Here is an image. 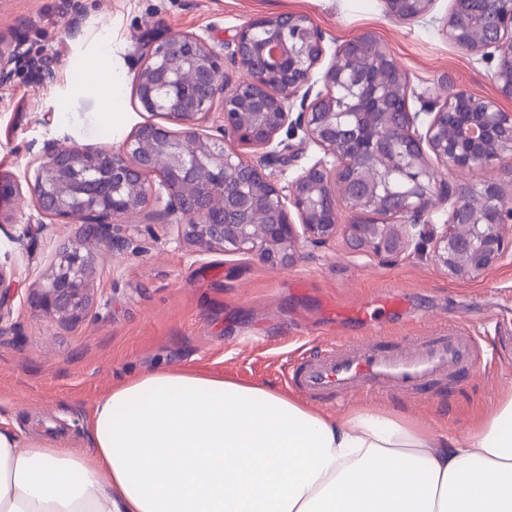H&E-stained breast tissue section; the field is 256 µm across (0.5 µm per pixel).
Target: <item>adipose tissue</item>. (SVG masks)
Here are the masks:
<instances>
[{"instance_id":"ef3b65f1","label":"adipose tissue","mask_w":512,"mask_h":512,"mask_svg":"<svg viewBox=\"0 0 512 512\" xmlns=\"http://www.w3.org/2000/svg\"><path fill=\"white\" fill-rule=\"evenodd\" d=\"M85 429L79 447L0 428V512H512V396L457 437L157 367L112 386Z\"/></svg>"}]
</instances>
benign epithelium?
<instances>
[{
    "label": "benign epithelium",
    "instance_id": "benign-epithelium-1",
    "mask_svg": "<svg viewBox=\"0 0 512 512\" xmlns=\"http://www.w3.org/2000/svg\"><path fill=\"white\" fill-rule=\"evenodd\" d=\"M435 0H385L386 13L414 22ZM512 0H451L445 35L455 47L494 62L498 97L476 98L461 89L432 107L425 128L409 107L414 93L409 74L369 35L372 55L360 71L373 69L383 82L371 87L376 107L396 106L393 138L355 101L358 74L348 66L350 44L319 69L324 37L306 15L276 14L246 23L224 53L195 33L170 32L145 45L133 84L142 110L159 118L138 126L120 144L65 148L46 142L21 182L0 174V223L5 209L28 188L42 224L81 223L83 242L64 249L44 282L29 294L31 308L74 322L94 301L93 252L132 241L139 225L126 220L151 204L154 215L178 218L182 237L206 251L255 255L266 266L290 265L306 245L320 246L336 235L338 200L351 209L344 233L360 251L397 260L409 248L432 244L435 263L459 277H476L512 253V208L501 187L481 185L478 205H464L458 189L434 176L429 158L456 168L491 169L512 157V113L498 98L512 97V24L496 19L498 4ZM303 43L304 60L293 61L286 32ZM245 78L224 84V58ZM24 65L41 81L54 79L51 63L34 60L23 35L0 34V87L11 85ZM298 111H293L295 100ZM313 144L323 157L283 188L250 158L260 150L270 162L282 159L289 141ZM395 167L405 177L402 200L378 192ZM448 206L446 219L432 224L433 201ZM261 206L273 215L258 227L242 222ZM379 216L401 218L381 224Z\"/></svg>",
    "mask_w": 512,
    "mask_h": 512
}]
</instances>
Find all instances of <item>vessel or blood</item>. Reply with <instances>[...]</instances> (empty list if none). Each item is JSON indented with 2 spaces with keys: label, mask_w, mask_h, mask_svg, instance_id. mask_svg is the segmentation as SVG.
Returning <instances> with one entry per match:
<instances>
[{
  "label": "vessel or blood",
  "mask_w": 512,
  "mask_h": 512,
  "mask_svg": "<svg viewBox=\"0 0 512 512\" xmlns=\"http://www.w3.org/2000/svg\"><path fill=\"white\" fill-rule=\"evenodd\" d=\"M491 360L467 325L444 326L404 344L375 332L306 349L286 361L283 377L295 392L316 400L356 393L427 395L440 382L464 378Z\"/></svg>",
  "instance_id": "vessel-or-blood-1"
}]
</instances>
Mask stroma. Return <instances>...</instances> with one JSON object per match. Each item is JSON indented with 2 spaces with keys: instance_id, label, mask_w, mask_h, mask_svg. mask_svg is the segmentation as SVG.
<instances>
[{
  "instance_id": "stroma-1",
  "label": "stroma",
  "mask_w": 512,
  "mask_h": 512,
  "mask_svg": "<svg viewBox=\"0 0 512 512\" xmlns=\"http://www.w3.org/2000/svg\"><path fill=\"white\" fill-rule=\"evenodd\" d=\"M448 7L449 0H435L426 17L403 23L387 15L383 0H0V32L23 33L31 55L55 62L53 82L23 70L0 89V173L24 178L46 141L116 145L148 120L133 93L143 43L178 31L227 43L245 23L283 12L309 16L330 56L346 41L372 34L410 74L417 92L411 111L444 98L452 86L477 98L498 97L492 65L443 35ZM101 66L124 73V81L74 95L75 84L92 83L89 69ZM104 98L112 103L107 113L100 110ZM437 171L465 187L495 179L512 207V164ZM33 213L27 206L14 223H0V264L13 273L0 295L12 323L0 334V424L20 435L42 428L83 440L84 420L98 398L157 366L195 367L280 390L287 355L373 328L410 337L466 323L485 332L482 347L494 363L424 398L356 396L331 407L335 416L357 405L383 407L460 436L512 391V333L490 329L512 320V256L479 277L459 279L436 266L429 248L388 261L356 250L340 231L327 245L304 247L291 266L272 269L248 255L203 251L184 241L176 224L144 215L141 235L98 259L89 314L63 324L37 314L27 297L58 254L82 239L83 226L32 225ZM22 233L28 239L20 244ZM393 293L401 309L386 305ZM252 337L260 338L258 347L249 346Z\"/></svg>"
}]
</instances>
